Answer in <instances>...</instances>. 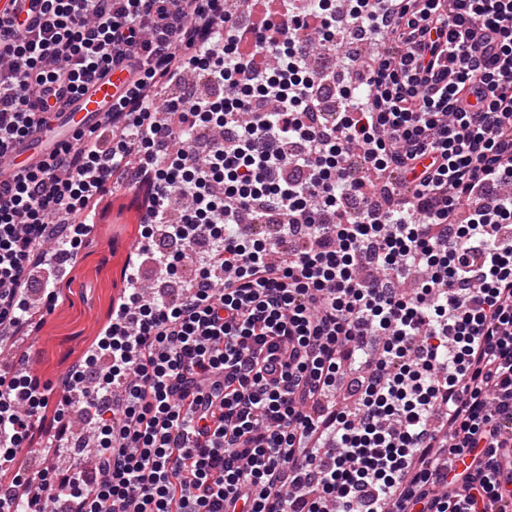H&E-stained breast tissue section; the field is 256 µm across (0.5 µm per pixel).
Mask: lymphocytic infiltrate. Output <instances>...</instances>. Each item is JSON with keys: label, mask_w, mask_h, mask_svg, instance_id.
Listing matches in <instances>:
<instances>
[{"label": "lymphocytic infiltrate", "mask_w": 512, "mask_h": 512, "mask_svg": "<svg viewBox=\"0 0 512 512\" xmlns=\"http://www.w3.org/2000/svg\"><path fill=\"white\" fill-rule=\"evenodd\" d=\"M280 2L248 27L235 0H32L25 27L0 6V158L109 67L137 75L111 150L0 183V343L35 252L78 248L108 185L148 186L144 236L173 245L153 260L194 266L172 299L122 295L62 377L97 416L93 467L0 479V512H508L512 0H347L366 58L339 54L331 0ZM353 151L417 190L377 196ZM272 213L279 239L255 238ZM48 402L0 371V472Z\"/></svg>", "instance_id": "lymphocytic-infiltrate-1"}]
</instances>
